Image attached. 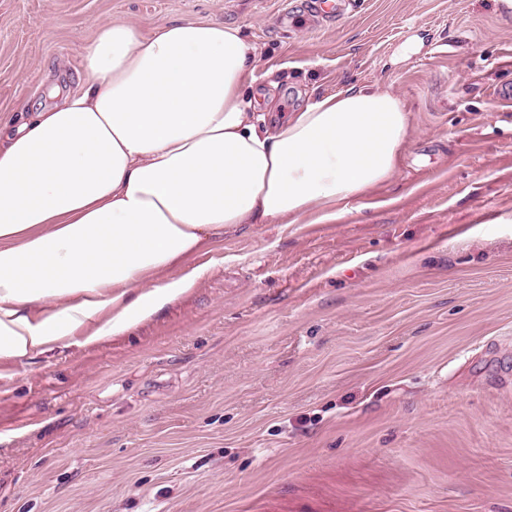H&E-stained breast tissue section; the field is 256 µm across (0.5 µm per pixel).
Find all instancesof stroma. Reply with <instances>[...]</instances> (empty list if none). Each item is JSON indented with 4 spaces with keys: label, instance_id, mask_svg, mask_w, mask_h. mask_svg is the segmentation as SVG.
I'll use <instances>...</instances> for the list:
<instances>
[{
    "label": "stroma",
    "instance_id": "1",
    "mask_svg": "<svg viewBox=\"0 0 512 512\" xmlns=\"http://www.w3.org/2000/svg\"><path fill=\"white\" fill-rule=\"evenodd\" d=\"M113 20L240 27L274 114L402 97L390 180L244 224L122 336L0 379V512H512V10L499 0H0V117Z\"/></svg>",
    "mask_w": 512,
    "mask_h": 512
}]
</instances>
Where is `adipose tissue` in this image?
Listing matches in <instances>:
<instances>
[{
	"label": "adipose tissue",
	"mask_w": 512,
	"mask_h": 512,
	"mask_svg": "<svg viewBox=\"0 0 512 512\" xmlns=\"http://www.w3.org/2000/svg\"><path fill=\"white\" fill-rule=\"evenodd\" d=\"M258 57L233 25L112 22L76 91L0 120V365L122 335L225 229L332 218L394 175L399 94L350 85L275 122Z\"/></svg>",
	"instance_id": "obj_1"
}]
</instances>
